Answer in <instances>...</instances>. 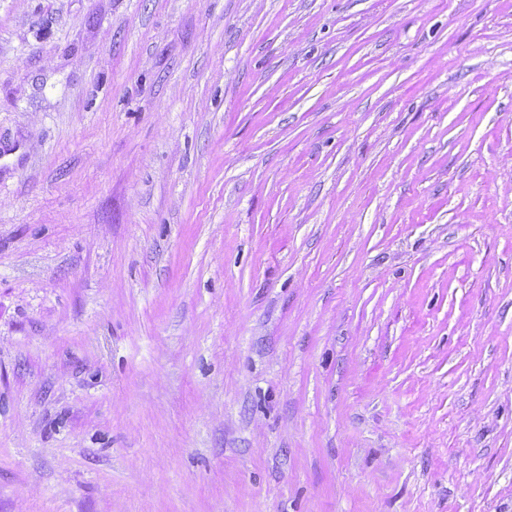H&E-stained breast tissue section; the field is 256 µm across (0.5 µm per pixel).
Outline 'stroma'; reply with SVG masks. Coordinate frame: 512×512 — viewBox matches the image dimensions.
I'll return each instance as SVG.
<instances>
[{"instance_id": "stroma-1", "label": "stroma", "mask_w": 512, "mask_h": 512, "mask_svg": "<svg viewBox=\"0 0 512 512\" xmlns=\"http://www.w3.org/2000/svg\"><path fill=\"white\" fill-rule=\"evenodd\" d=\"M0 512H512V0H0Z\"/></svg>"}]
</instances>
